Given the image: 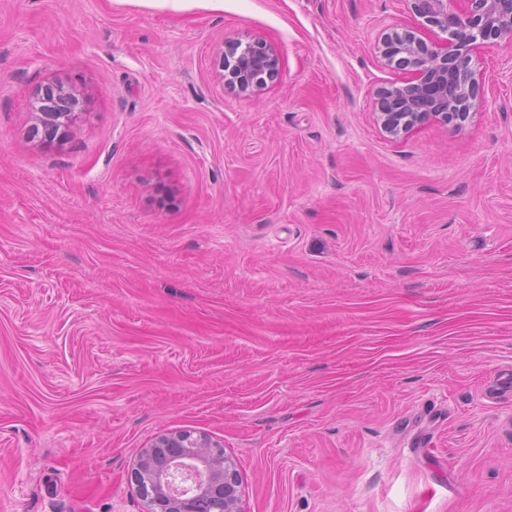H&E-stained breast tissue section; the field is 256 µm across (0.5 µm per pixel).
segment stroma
Listing matches in <instances>:
<instances>
[{"label":"stroma","mask_w":512,"mask_h":512,"mask_svg":"<svg viewBox=\"0 0 512 512\" xmlns=\"http://www.w3.org/2000/svg\"><path fill=\"white\" fill-rule=\"evenodd\" d=\"M406 0H0V512H145L159 434L244 512H512V45L392 140ZM276 48L254 97L228 38ZM83 93L32 140L33 93ZM136 465L134 481L148 512H196L201 495L223 500L224 512H243L237 464L221 443L206 436L187 431L158 435ZM178 474L196 479L193 492L174 490Z\"/></svg>","instance_id":"obj_1"}]
</instances>
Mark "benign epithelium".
Here are the masks:
<instances>
[{"mask_svg": "<svg viewBox=\"0 0 512 512\" xmlns=\"http://www.w3.org/2000/svg\"><path fill=\"white\" fill-rule=\"evenodd\" d=\"M407 2L446 38L427 42L413 30L384 35L383 59L407 79L375 91L377 122L392 139L428 122L461 130L485 105L471 52L479 39L512 45V0ZM225 53L234 59L228 82L243 96L257 95L265 79L278 72V54L266 42L233 38L225 42ZM35 95L39 98L35 123L55 132L76 121L78 94L73 87L50 82ZM134 481L148 502V512H196L201 495L224 501V512H243L237 464L221 443L206 436L187 431L156 436L140 454Z\"/></svg>", "mask_w": 512, "mask_h": 512, "instance_id": "obj_1", "label": "benign epithelium"}]
</instances>
